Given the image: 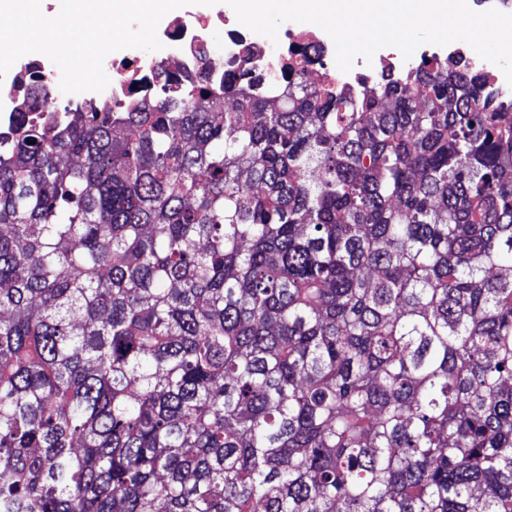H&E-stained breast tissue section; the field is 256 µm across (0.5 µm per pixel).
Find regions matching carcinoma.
<instances>
[{"label":"carcinoma","instance_id":"1","mask_svg":"<svg viewBox=\"0 0 512 512\" xmlns=\"http://www.w3.org/2000/svg\"><path fill=\"white\" fill-rule=\"evenodd\" d=\"M157 78L0 134V512H512V102Z\"/></svg>","mask_w":512,"mask_h":512}]
</instances>
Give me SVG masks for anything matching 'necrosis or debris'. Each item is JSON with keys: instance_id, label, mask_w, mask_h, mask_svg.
<instances>
[{"instance_id": "4bbe7bcc", "label": "necrosis or debris", "mask_w": 512, "mask_h": 512, "mask_svg": "<svg viewBox=\"0 0 512 512\" xmlns=\"http://www.w3.org/2000/svg\"><path fill=\"white\" fill-rule=\"evenodd\" d=\"M224 28V59H210L209 38L212 25ZM157 35L165 47L169 61L186 78H195L202 70H209L212 83L224 81L228 62L249 59L251 64L265 67L284 63L286 55L301 60L306 73L332 75L334 80L353 85L359 75L373 71L374 62H385L392 54L379 49L373 61L356 58L349 72L330 71L328 62L335 55L330 36L320 27L288 22L280 26L277 40L257 34L240 24L235 15L217 9L208 12L188 11L158 28ZM110 79L112 105L119 108L136 92L148 90L157 73L155 59L143 56L107 55L103 62ZM38 72V80H31V72ZM54 64L50 59L23 57L16 61L4 79L0 80V129L10 128L19 105L27 93L40 89L45 97H52Z\"/></svg>"}]
</instances>
